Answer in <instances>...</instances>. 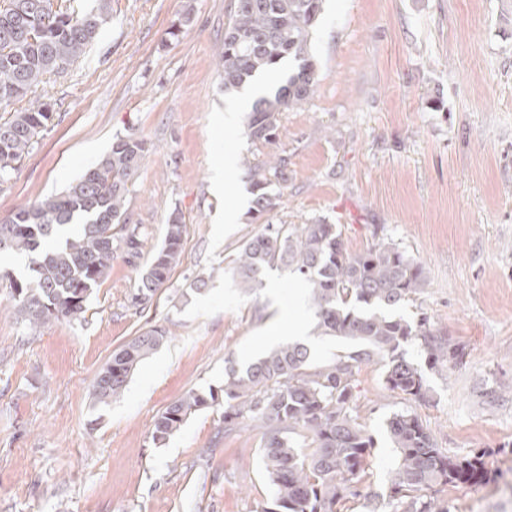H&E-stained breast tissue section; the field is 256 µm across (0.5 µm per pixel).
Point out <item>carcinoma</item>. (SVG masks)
Here are the masks:
<instances>
[{
    "instance_id": "carcinoma-1",
    "label": "carcinoma",
    "mask_w": 512,
    "mask_h": 512,
    "mask_svg": "<svg viewBox=\"0 0 512 512\" xmlns=\"http://www.w3.org/2000/svg\"><path fill=\"white\" fill-rule=\"evenodd\" d=\"M322 2L234 0L218 57L224 90L243 87L285 59L295 62L274 93L255 101L247 123L251 139L277 145L281 114L314 94L320 76L310 40ZM110 20L112 0H94L87 9L74 8L70 0H0V107L28 99L26 108L0 122L1 183L53 118L55 102L36 95L39 85L73 65ZM146 151L143 139L117 136L110 151L63 194L22 207L0 223V232L10 237L0 253L29 259L32 275L9 277V288L13 309L31 328L82 317L114 254H140L143 237L138 226L127 225L124 202ZM242 167L252 195L248 214L255 219L270 215L281 205L277 184L286 181L285 156L275 151L261 163L245 159ZM185 234L175 210L161 246L139 272L135 301L152 298L169 280ZM274 266L290 269L306 284L317 329L344 339L350 349L315 366L306 345L286 341L248 364H231L224 369L223 395L187 391L158 415L152 441L164 443L192 414L220 406L224 431L241 420L264 429L260 455L273 492L261 512H336L338 503L360 495L374 448L355 403L361 364L384 362L388 389L421 403L429 389L406 346L419 342L434 365L462 360L463 348L435 335L427 317L411 323L396 314L422 293L427 275L393 243L379 242L353 254L336 224L267 223L240 245L231 272L240 288L251 293ZM168 336L166 329L155 327L114 353L96 377V401L107 404L120 396L139 363ZM386 427L398 452L389 495L394 512H447L426 491L487 479L484 452L446 455L413 410L393 413Z\"/></svg>"
}]
</instances>
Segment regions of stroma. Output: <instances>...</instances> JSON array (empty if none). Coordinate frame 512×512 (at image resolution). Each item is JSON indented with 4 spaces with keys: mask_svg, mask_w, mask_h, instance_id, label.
I'll use <instances>...</instances> for the list:
<instances>
[{
    "mask_svg": "<svg viewBox=\"0 0 512 512\" xmlns=\"http://www.w3.org/2000/svg\"><path fill=\"white\" fill-rule=\"evenodd\" d=\"M231 4L112 0L111 22L46 85L57 101L51 125L0 183L2 221L65 191L116 135L150 146L125 202L145 254H115L83 317L30 329L10 311L3 279L25 262L0 255V512H259L272 493L260 429L246 421L225 433L217 406L156 445L155 419L190 389L223 387L226 360L277 345L273 328L306 322L317 364L347 347L319 336L306 287L288 270L268 269L250 295L230 274L238 246L260 229L247 217L240 162L270 151L245 133L251 101L220 82ZM177 21L182 32L169 39ZM312 54L320 82L281 115L286 181L268 220L337 224L350 252L392 242L425 266L427 285L402 314L427 316L465 355L430 368L409 346L430 388L414 411L439 448L484 452L489 470L484 483L436 497L448 512H512V0H325ZM175 210L186 226L180 263L133 304L137 272ZM228 214L237 223H223ZM154 327L169 330L167 342L118 398L98 404L94 382L113 352ZM357 380L375 446L363 496L338 512H368L370 495L388 502L396 450L385 423L406 406L382 364L362 365Z\"/></svg>",
    "mask_w": 512,
    "mask_h": 512,
    "instance_id": "35a3bbf8",
    "label": "stroma"
}]
</instances>
